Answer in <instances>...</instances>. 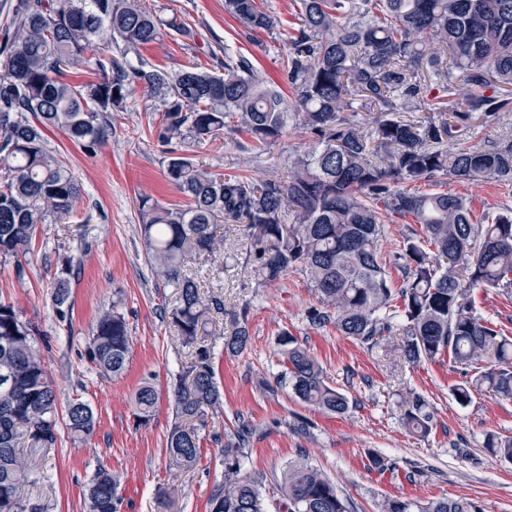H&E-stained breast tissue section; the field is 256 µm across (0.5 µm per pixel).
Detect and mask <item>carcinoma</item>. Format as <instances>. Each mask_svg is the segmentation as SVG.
<instances>
[{
    "label": "carcinoma",
    "instance_id": "obj_1",
    "mask_svg": "<svg viewBox=\"0 0 512 512\" xmlns=\"http://www.w3.org/2000/svg\"><path fill=\"white\" fill-rule=\"evenodd\" d=\"M293 33L284 38V76L292 90L281 94L256 74L242 55H224L215 75L192 64L178 74L131 64L129 55L157 41L166 27L188 36L176 18L164 20L142 0H15L13 29L0 39V259L30 253L39 227L71 213L81 190L69 168L47 147L44 131L61 130L92 149L112 134V113L127 110L141 85L155 103L144 106L158 142L190 143L223 131L244 137L242 149L258 159L293 121L317 137L319 146L293 159L286 173L260 179L225 176L171 156L167 180L187 207L139 200L151 267L178 290L171 324L186 345L205 335L210 311L224 302L205 299L189 262L224 271L217 255L218 224L242 231L241 253L262 284L288 272H305L321 307L308 318L372 347L396 330L401 356L411 365L448 355L465 375L452 389L461 405L486 388L512 401V337L480 317L467 291L512 292V211L484 224L458 195L410 193L409 182L451 177L512 185V141L468 145L470 122L496 123L512 112V0H299ZM224 10L246 34L273 32L278 20L259 0H224ZM121 41L120 56L96 52L103 33ZM101 73L97 82L74 83L80 67ZM376 112V136L355 123L353 104ZM429 112L423 121L392 118L397 112ZM293 216L292 222L286 217ZM409 218L418 226L403 239L393 260L403 269L393 287L381 242L386 220ZM51 299L60 315L70 306L71 272L56 277ZM35 325L11 303L0 301V512H44L25 496L32 459L19 451L55 446L57 393L34 348ZM277 385L302 402L342 415L349 400L327 380L323 367L297 339L282 333ZM246 322L237 321L224 349L242 353ZM91 361L105 376L125 371L132 337L125 317L103 312L89 336ZM485 362L476 371L474 365ZM152 384L140 388L141 420L156 411ZM221 404V391L207 350L184 368L174 388L175 420L167 448L192 465L200 455L205 411ZM431 413L415 396L402 414L412 433L429 430ZM90 406L72 401L66 428L82 438L94 431ZM246 435L224 446V484L209 499V512H349L336 485L307 460L288 464L280 499L271 508L262 481L242 472ZM485 448L512 460V436L490 433ZM120 479L99 467L84 492L86 512H117ZM379 512H484L468 497L421 506L385 499Z\"/></svg>",
    "mask_w": 512,
    "mask_h": 512
}]
</instances>
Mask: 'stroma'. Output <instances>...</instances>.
Here are the masks:
<instances>
[{"label": "stroma", "mask_w": 512, "mask_h": 512, "mask_svg": "<svg viewBox=\"0 0 512 512\" xmlns=\"http://www.w3.org/2000/svg\"><path fill=\"white\" fill-rule=\"evenodd\" d=\"M280 22L276 33L245 38L241 25L224 10V0H144L147 7L170 9L188 25L193 38L170 33L140 51L147 65L176 75L192 62L218 74L224 54L249 57L258 74L288 94L283 77L282 35L296 21L295 0H261ZM154 97L136 88L126 111L112 115L113 133L87 152L63 134L50 135L48 147L65 161L82 187L72 215L45 224L30 254L0 260V301L15 305L38 329L36 346L57 390L59 407L78 398L91 406L96 425L85 439L61 431L58 443L37 456V479L28 487L45 512H84L85 486L98 466L121 477L118 512H160L159 496L176 488L169 512H207L208 501L224 481L223 447L237 430L249 426L243 471L262 477V492L273 498L288 462L304 457L333 482L352 512H378L389 496L421 503L461 496L478 500L484 512H512V463L485 448L487 434L512 435V402L492 393H475L460 405L452 388L460 375L450 361L409 365L395 350L400 336L369 348L336 328L313 327L308 313L317 305L304 272L294 270L279 283L260 286L245 260L229 262L224 272L189 263L204 295L220 298L221 312L209 316L201 346L210 351L223 394L221 408L210 412L200 432L197 463H177L166 450L173 421V389L179 374L196 357L170 324L176 290L157 276L138 232V200L149 196L163 205L185 204L165 178L166 148L151 135L144 105ZM302 131L284 134L260 162L249 161L230 133L191 143L186 154L200 168L227 175L286 172L297 154L315 146ZM408 191L451 192L465 196L476 218L512 210V186L450 180L411 183ZM26 273L17 276V265ZM73 275L72 307L60 317L51 286L62 267ZM116 308L129 325L132 355L116 378L100 375L87 345L102 310ZM246 318L249 346L234 356L224 349L233 322ZM289 333L321 363L330 384L349 399L337 416L301 402L290 388H275L281 370L278 338ZM154 383L159 400L148 423L136 418L135 395L144 381ZM419 394L433 408L426 434L409 433L401 420L403 403ZM395 463L379 471L369 459Z\"/></svg>", "instance_id": "35a3bbf8"}]
</instances>
